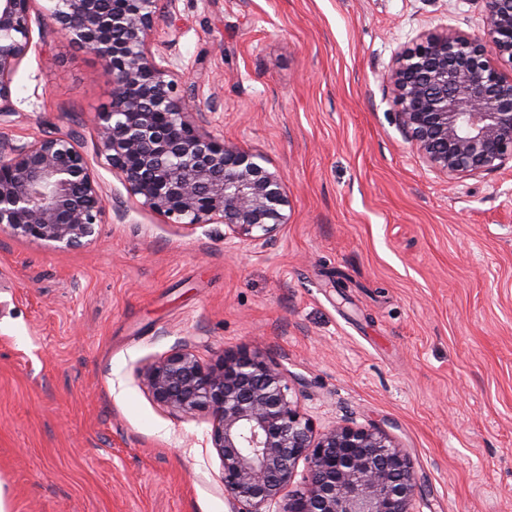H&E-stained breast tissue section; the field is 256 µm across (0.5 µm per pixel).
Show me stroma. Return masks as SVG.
<instances>
[{"mask_svg":"<svg viewBox=\"0 0 512 512\" xmlns=\"http://www.w3.org/2000/svg\"><path fill=\"white\" fill-rule=\"evenodd\" d=\"M150 49L215 138L284 174L264 248L144 208L97 153L100 59L33 25L0 131L77 137L108 216L80 250L0 232V498L8 512H231L212 418L157 404L174 348L284 364L317 428L386 431L419 512H512V163L444 178L387 80L427 32L482 34L484 0H174Z\"/></svg>","mask_w":512,"mask_h":512,"instance_id":"stroma-1","label":"stroma"}]
</instances>
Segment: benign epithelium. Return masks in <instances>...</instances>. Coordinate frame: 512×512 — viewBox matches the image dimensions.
<instances>
[{"instance_id":"7a95c632","label":"benign epithelium","mask_w":512,"mask_h":512,"mask_svg":"<svg viewBox=\"0 0 512 512\" xmlns=\"http://www.w3.org/2000/svg\"><path fill=\"white\" fill-rule=\"evenodd\" d=\"M35 0H0V114L32 47ZM61 37L99 57L112 99L97 113L98 153L127 192L165 223H222L224 239L264 246L290 206L266 157L202 132L149 40L170 0H47ZM481 35L431 32L402 51L389 82L395 119L429 167L452 180L512 162V0H485ZM106 203L72 134L17 144L0 132V231L77 249L95 242ZM152 399L207 411L232 512H414L411 457L378 428L322 430L290 397V374L261 353L214 363L178 348L147 368ZM305 474L296 480L299 463Z\"/></svg>"}]
</instances>
